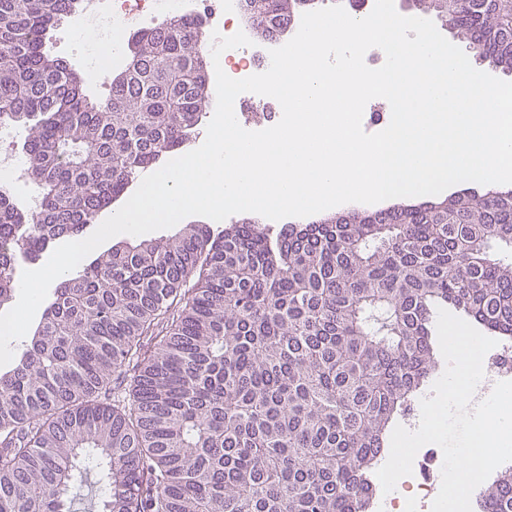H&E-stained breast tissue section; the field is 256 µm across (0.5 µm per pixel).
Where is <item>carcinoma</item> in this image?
<instances>
[{"label":"carcinoma","mask_w":512,"mask_h":512,"mask_svg":"<svg viewBox=\"0 0 512 512\" xmlns=\"http://www.w3.org/2000/svg\"><path fill=\"white\" fill-rule=\"evenodd\" d=\"M512 74V0H410ZM314 0H241L273 40ZM82 0H0V128L22 127L38 203L0 190V310L14 271L79 236L190 141L200 20L135 31L110 93L49 53ZM512 339V189L273 230L186 224L56 285L0 371V512H368L393 420L436 368L438 309ZM512 512V466L477 500Z\"/></svg>","instance_id":"carcinoma-1"}]
</instances>
